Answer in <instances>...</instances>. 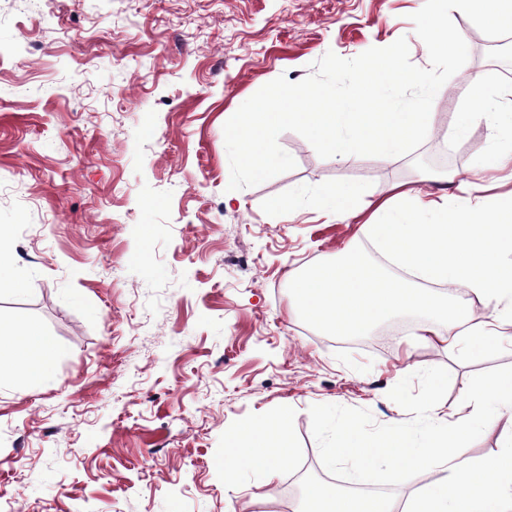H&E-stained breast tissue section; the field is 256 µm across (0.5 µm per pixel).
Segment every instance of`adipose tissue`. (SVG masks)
I'll list each match as a JSON object with an SVG mask.
<instances>
[{
	"mask_svg": "<svg viewBox=\"0 0 512 512\" xmlns=\"http://www.w3.org/2000/svg\"><path fill=\"white\" fill-rule=\"evenodd\" d=\"M382 224L364 223L391 262L407 279L395 280L379 267L357 262L347 251L333 262L293 276V296L300 312L336 336L357 334L380 320L404 312L419 316L416 329L424 341L478 356L500 342L503 328L512 325V196L501 200L492 216L479 211H440L434 201L401 190L382 198ZM439 211L437 222H423L427 211ZM453 284L463 302L412 287L411 279ZM493 304L487 319L474 318L472 301ZM56 348L41 330L29 326L10 331L0 326V369L17 365L31 383H40L52 370ZM294 457L288 422L257 417L226 439L217 465L227 477L240 467L264 470L274 478L277 466Z\"/></svg>",
	"mask_w": 512,
	"mask_h": 512,
	"instance_id": "adipose-tissue-1",
	"label": "adipose tissue"
}]
</instances>
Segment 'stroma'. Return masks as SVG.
I'll return each instance as SVG.
<instances>
[{"label": "stroma", "instance_id": "stroma-1", "mask_svg": "<svg viewBox=\"0 0 512 512\" xmlns=\"http://www.w3.org/2000/svg\"><path fill=\"white\" fill-rule=\"evenodd\" d=\"M424 0H0V324L38 326L58 353L38 384L0 371V512H295L301 468L320 466L309 409L409 421L387 396L442 366L434 417L460 410L472 375L512 365L420 342L384 320L331 337L291 302V274L350 249L389 276L366 236L373 200L395 184L456 209L457 182L492 213L512 192L494 168L512 128L456 139L465 80L476 102L512 101V53L493 57L461 13L469 59L440 89L424 143L339 163L280 134L293 170L229 190L223 126L278 76L297 82L327 52L351 59L406 38L429 65L411 14ZM355 190L361 217L324 194ZM274 197L296 201L271 212ZM288 414L296 450L274 482L214 465L229 429Z\"/></svg>", "mask_w": 512, "mask_h": 512}]
</instances>
